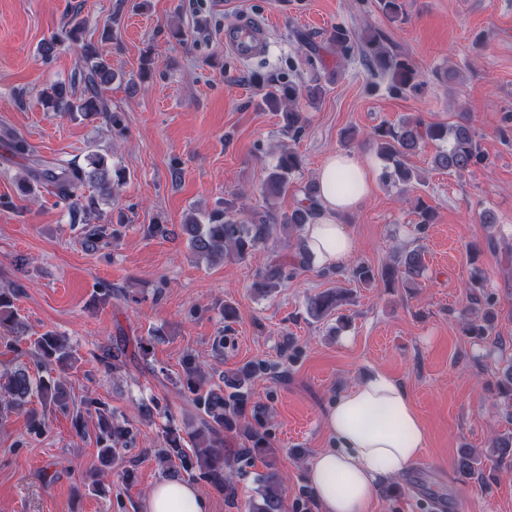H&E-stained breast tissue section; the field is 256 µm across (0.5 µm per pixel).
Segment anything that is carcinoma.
<instances>
[{
  "mask_svg": "<svg viewBox=\"0 0 512 512\" xmlns=\"http://www.w3.org/2000/svg\"><path fill=\"white\" fill-rule=\"evenodd\" d=\"M82 31L83 25L75 22L65 35L45 41L41 51L51 55L62 47L69 48L79 41ZM385 42L386 36L377 30L357 35L340 25L325 40L326 47L336 53L339 61H347L360 54L372 74L388 80L390 94L404 95L416 90L420 86V71L415 62L385 46ZM80 55L84 65L79 83H54L41 92L39 102L49 112L61 115L101 114L108 121L117 123L118 116L109 112L102 97L103 88L110 85L114 77L107 50L89 42L82 45ZM255 78L267 84L264 105L274 112H282L288 137L298 139L308 122L300 102L317 101L324 93L318 75H313L307 83L280 82L259 73ZM370 136L377 145L378 155L386 162L384 177L405 192L419 181V175L409 165L410 156L427 141L448 144L447 148L436 152L432 163L436 169L450 175L460 176L484 160L476 133L463 120L445 124L412 116L397 125L377 126L371 130ZM109 159V153L99 150L88 153L82 164L44 163L34 159L27 166V180L20 183V191L27 195L31 180L49 187L55 196L69 203L72 214L76 216L96 208L99 201L110 199L114 189L125 179L121 171L111 169ZM300 168L298 152L291 146L282 148L263 182L264 205L245 214L236 208L235 199L231 198L224 200V208L209 213L204 224L193 216L189 217L182 229L191 248L211 260L245 261L278 233L302 234L304 225L316 215L315 186H304L303 199L296 201L288 213L280 212L270 203V199L288 192L291 177ZM86 187L94 189L96 194L84 195ZM310 263L311 255L300 242L287 256H269L256 270L251 288L259 295L269 296L282 287L296 270ZM422 269V257L416 249L404 255L397 254L392 262L378 268L359 263L353 267L352 276L363 285L380 280L389 288L409 287L418 284ZM16 294L13 288L0 290L1 330H13L18 325L14 309ZM342 300L343 293L339 289L323 292L309 303L308 314L317 321L325 319L338 310ZM491 309L490 303L483 306L481 323L470 324L466 328L468 335L479 339L488 335ZM10 349L17 359L28 354L35 356L36 373H31L22 364L5 373V381L0 383V411L27 413L32 429L39 431L43 422L38 412L30 407L32 398H37L45 407L65 405L67 367L75 361L74 350L66 337L54 331L37 337L27 350L18 344L11 345ZM124 355L125 351L119 348L106 350L99 358L104 372L120 368ZM265 370L262 364L247 363L234 373L224 375L219 385L212 382L211 372L194 355H185L176 386L192 395L191 403L197 410L198 421L192 424L186 442L178 432L172 429L165 431L163 445L153 449L163 471H183L191 478L206 481L220 492L230 491L233 485L224 475L227 463L225 441L230 434H242L248 446L240 449V453L266 460V472L259 478L258 496L250 501L249 512H285L284 484L277 466V451L266 433L242 422L246 407L242 389ZM498 389L504 410L509 414L512 412V364L502 371ZM96 413L97 444L101 446L102 454L116 463L123 458L122 451L131 441V431L127 423L119 421L107 410L99 408ZM492 447L495 451L482 459L471 451L463 453L458 459L461 473L470 475L477 472L482 475L487 470L489 477H494L495 465L512 458V436L495 438Z\"/></svg>",
  "mask_w": 512,
  "mask_h": 512,
  "instance_id": "1",
  "label": "carcinoma"
}]
</instances>
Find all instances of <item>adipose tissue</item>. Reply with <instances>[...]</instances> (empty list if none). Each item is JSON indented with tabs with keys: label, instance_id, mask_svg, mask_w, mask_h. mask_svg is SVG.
<instances>
[{
	"label": "adipose tissue",
	"instance_id": "adipose-tissue-1",
	"mask_svg": "<svg viewBox=\"0 0 512 512\" xmlns=\"http://www.w3.org/2000/svg\"><path fill=\"white\" fill-rule=\"evenodd\" d=\"M343 173L353 175L358 192L337 193L336 179ZM317 181V215L302 235L323 268L338 269L354 253L346 219L371 189L370 169L355 153L332 154L320 165ZM324 426L333 445L319 452L307 471L319 512H370L380 483L405 475L427 446L410 394L382 370L343 391L328 407ZM143 510L209 512V504L192 482L166 478L153 487Z\"/></svg>",
	"mask_w": 512,
	"mask_h": 512
}]
</instances>
